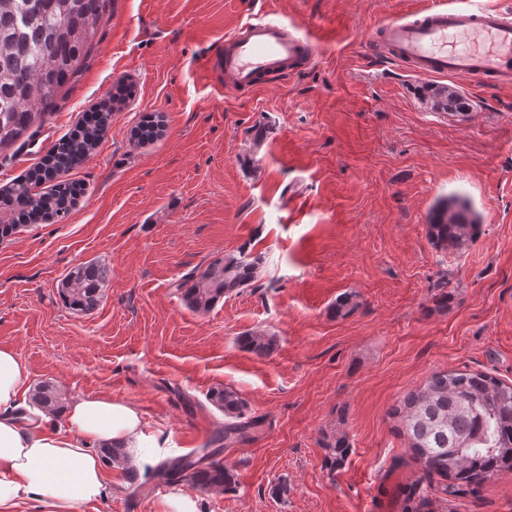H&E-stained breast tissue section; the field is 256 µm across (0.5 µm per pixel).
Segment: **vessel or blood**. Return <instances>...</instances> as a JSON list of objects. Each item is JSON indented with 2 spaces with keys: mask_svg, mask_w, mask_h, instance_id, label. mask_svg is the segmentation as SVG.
<instances>
[{
  "mask_svg": "<svg viewBox=\"0 0 512 512\" xmlns=\"http://www.w3.org/2000/svg\"><path fill=\"white\" fill-rule=\"evenodd\" d=\"M371 42L421 78L464 76L497 88H512V12L449 0L377 24ZM317 44L290 25L260 15L238 25L216 53L211 72L237 93L272 85L274 78L314 62Z\"/></svg>",
  "mask_w": 512,
  "mask_h": 512,
  "instance_id": "obj_1",
  "label": "vessel or blood"
}]
</instances>
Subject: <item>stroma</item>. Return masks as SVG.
Here are the masks:
<instances>
[{"instance_id": "obj_1", "label": "stroma", "mask_w": 512, "mask_h": 512, "mask_svg": "<svg viewBox=\"0 0 512 512\" xmlns=\"http://www.w3.org/2000/svg\"><path fill=\"white\" fill-rule=\"evenodd\" d=\"M420 2L111 0L32 154L0 156L2 186L114 102L70 177L68 217L0 241V347L25 363L28 388L127 402L170 458L223 431L212 388L259 420L219 455L235 490L133 480L108 462L109 490L83 512H171L180 494L199 512H512V471L448 495L395 414L438 372L512 383V90L363 55L375 23ZM261 11L315 39L318 59L279 85L228 92L206 62ZM444 86L466 110L431 109ZM150 115L165 132L135 145ZM453 194L478 215L462 250L428 238L433 207ZM244 247L265 258L258 280L190 310L182 279ZM92 259L112 277L84 315L58 286ZM252 332L274 337L270 354L241 346Z\"/></svg>"}]
</instances>
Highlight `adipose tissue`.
Listing matches in <instances>:
<instances>
[{
    "mask_svg": "<svg viewBox=\"0 0 512 512\" xmlns=\"http://www.w3.org/2000/svg\"><path fill=\"white\" fill-rule=\"evenodd\" d=\"M26 367L10 348H0V512H15L36 500L50 512H77L106 493L100 452L119 448L126 462L152 467L154 438L142 429L129 404L102 397L73 400L62 427L50 415L29 407L19 416Z\"/></svg>",
    "mask_w": 512,
    "mask_h": 512,
    "instance_id": "1",
    "label": "adipose tissue"
}]
</instances>
